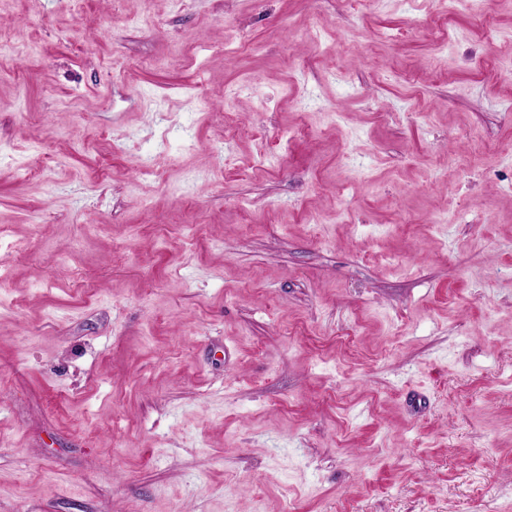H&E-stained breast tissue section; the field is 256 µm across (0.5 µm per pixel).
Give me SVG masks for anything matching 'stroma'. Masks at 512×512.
<instances>
[{
    "mask_svg": "<svg viewBox=\"0 0 512 512\" xmlns=\"http://www.w3.org/2000/svg\"><path fill=\"white\" fill-rule=\"evenodd\" d=\"M0 32V512H512V0Z\"/></svg>",
    "mask_w": 512,
    "mask_h": 512,
    "instance_id": "1",
    "label": "stroma"
}]
</instances>
